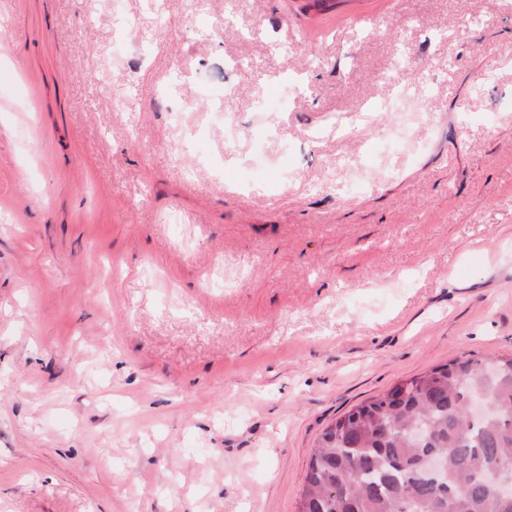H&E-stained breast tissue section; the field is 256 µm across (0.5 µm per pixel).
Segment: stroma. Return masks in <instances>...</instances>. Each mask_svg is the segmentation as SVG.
Instances as JSON below:
<instances>
[{
	"label": "stroma",
	"mask_w": 512,
	"mask_h": 512,
	"mask_svg": "<svg viewBox=\"0 0 512 512\" xmlns=\"http://www.w3.org/2000/svg\"><path fill=\"white\" fill-rule=\"evenodd\" d=\"M306 2L0 0V512H297L512 355V0Z\"/></svg>",
	"instance_id": "stroma-1"
}]
</instances>
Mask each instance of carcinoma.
Returning a JSON list of instances; mask_svg holds the SVG:
<instances>
[{
	"label": "carcinoma",
	"mask_w": 512,
	"mask_h": 512,
	"mask_svg": "<svg viewBox=\"0 0 512 512\" xmlns=\"http://www.w3.org/2000/svg\"><path fill=\"white\" fill-rule=\"evenodd\" d=\"M499 472L512 480V356H462L323 429L298 512H512Z\"/></svg>",
	"instance_id": "cac0c4a2"
}]
</instances>
